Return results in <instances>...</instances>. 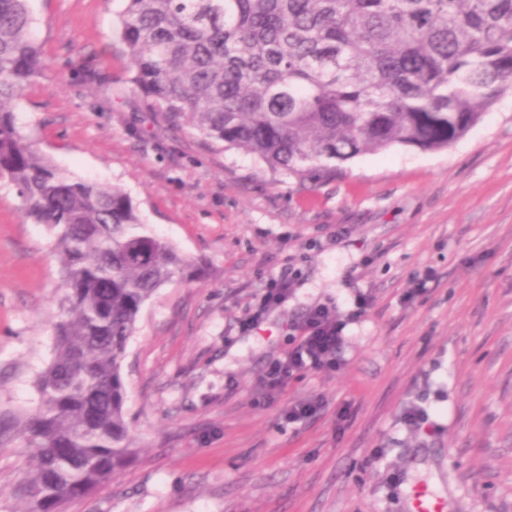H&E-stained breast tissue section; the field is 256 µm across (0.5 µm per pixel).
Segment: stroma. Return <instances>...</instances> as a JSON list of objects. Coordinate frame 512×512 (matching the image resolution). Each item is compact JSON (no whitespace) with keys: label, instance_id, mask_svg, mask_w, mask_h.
I'll return each mask as SVG.
<instances>
[{"label":"stroma","instance_id":"1","mask_svg":"<svg viewBox=\"0 0 512 512\" xmlns=\"http://www.w3.org/2000/svg\"><path fill=\"white\" fill-rule=\"evenodd\" d=\"M29 7L43 69L14 104L22 135L123 190L147 231L208 271L142 307L121 363L133 460L66 512H408L417 482L448 512H512V93L448 148L302 181L148 108L117 29L124 0ZM282 273L291 294L261 307ZM60 282L52 236L0 182L2 414L38 402ZM361 294L344 365L268 393L309 310ZM314 397L324 408L285 419ZM413 404L428 414L417 431L401 420ZM30 465L19 437L0 439V512Z\"/></svg>","mask_w":512,"mask_h":512}]
</instances>
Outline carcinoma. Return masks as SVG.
Returning <instances> with one entry per match:
<instances>
[{"label":"carcinoma","instance_id":"1","mask_svg":"<svg viewBox=\"0 0 512 512\" xmlns=\"http://www.w3.org/2000/svg\"><path fill=\"white\" fill-rule=\"evenodd\" d=\"M29 0H0V181L55 240V356L39 404L4 420L33 466L18 512H56L109 483L126 445L121 363L144 303L206 269L145 232L126 193L75 177L9 107L41 75ZM131 82L174 127L301 180L396 146L444 149L512 91V0H127Z\"/></svg>","mask_w":512,"mask_h":512}]
</instances>
